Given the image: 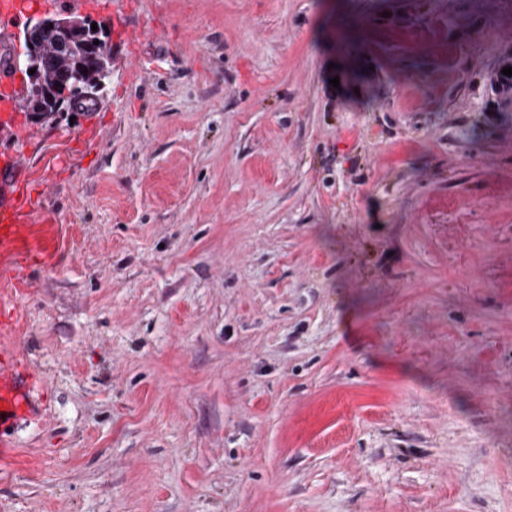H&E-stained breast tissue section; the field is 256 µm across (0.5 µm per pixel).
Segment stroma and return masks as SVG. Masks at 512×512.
Returning <instances> with one entry per match:
<instances>
[{"label": "stroma", "instance_id": "35a3bbf8", "mask_svg": "<svg viewBox=\"0 0 512 512\" xmlns=\"http://www.w3.org/2000/svg\"><path fill=\"white\" fill-rule=\"evenodd\" d=\"M49 13L112 74L0 133L44 407L0 512H512V0ZM21 165L17 151L0 152V246H12L18 239L21 224L32 221L42 208L28 198L19 179Z\"/></svg>", "mask_w": 512, "mask_h": 512}]
</instances>
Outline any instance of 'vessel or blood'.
Wrapping results in <instances>:
<instances>
[{
    "label": "vessel or blood",
    "mask_w": 512,
    "mask_h": 512,
    "mask_svg": "<svg viewBox=\"0 0 512 512\" xmlns=\"http://www.w3.org/2000/svg\"><path fill=\"white\" fill-rule=\"evenodd\" d=\"M21 84L13 64L9 39L0 40V128H12L17 120L15 98ZM18 154L0 152V246L16 243L21 225L30 223L40 211L37 201L28 198L19 179ZM15 315L0 314V421H18L37 415L41 402L35 393L41 376L21 357L11 342Z\"/></svg>",
    "instance_id": "obj_1"
}]
</instances>
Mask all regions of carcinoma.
<instances>
[{"label":"carcinoma","mask_w":512,"mask_h":512,"mask_svg":"<svg viewBox=\"0 0 512 512\" xmlns=\"http://www.w3.org/2000/svg\"><path fill=\"white\" fill-rule=\"evenodd\" d=\"M54 19L47 18L39 31L36 51L40 58H32V62L40 63L43 75L42 92L30 100L32 109L43 110L47 113L55 111L56 100L60 94L56 84L61 73L70 68L87 70L85 81L89 82L103 70H112L111 56L105 43L99 39L98 32L91 29V24L84 23L73 27L69 32V42H63L64 36L50 27ZM67 102L71 109L88 108L94 104V99L88 95L87 87H68Z\"/></svg>","instance_id":"obj_1"}]
</instances>
